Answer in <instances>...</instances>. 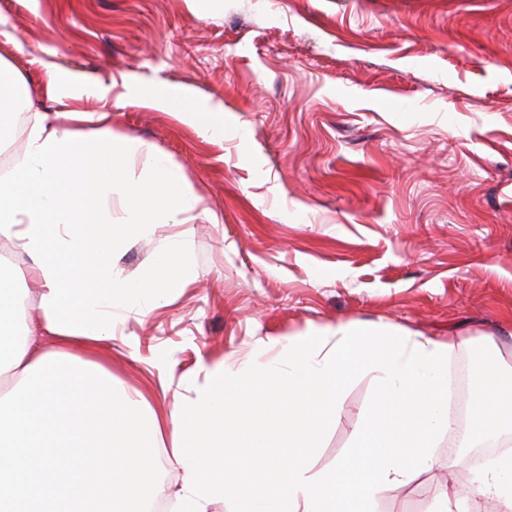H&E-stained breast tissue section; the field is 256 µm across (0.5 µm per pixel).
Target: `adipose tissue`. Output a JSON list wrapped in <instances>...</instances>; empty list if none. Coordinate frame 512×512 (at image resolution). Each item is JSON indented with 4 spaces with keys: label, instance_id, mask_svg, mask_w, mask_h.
I'll list each match as a JSON object with an SVG mask.
<instances>
[{
    "label": "adipose tissue",
    "instance_id": "ef3b65f1",
    "mask_svg": "<svg viewBox=\"0 0 512 512\" xmlns=\"http://www.w3.org/2000/svg\"><path fill=\"white\" fill-rule=\"evenodd\" d=\"M127 97L224 134L223 109L179 89L132 82ZM21 110L28 135L21 162L0 176V240L30 259L43 292L37 307L19 312L15 275L0 270V397L47 352L97 362L113 318L179 297L194 279L180 242L160 251L141 278L118 276L113 259L129 239L183 223L200 203L162 156H152L147 174H135L141 145L113 128L110 113L31 110L22 77L0 57V145ZM45 335L51 347L36 344ZM449 349L396 327L351 322L285 337L276 359L207 367L194 397L155 420L184 472L179 512H208L222 496L237 502V512H372L375 500L433 467L435 439L452 425ZM362 375L375 382V399L335 467L311 473L308 455ZM469 404L472 439L512 441L511 366L491 360ZM474 482L477 498L512 512L511 453L490 461Z\"/></svg>",
    "mask_w": 512,
    "mask_h": 512
}]
</instances>
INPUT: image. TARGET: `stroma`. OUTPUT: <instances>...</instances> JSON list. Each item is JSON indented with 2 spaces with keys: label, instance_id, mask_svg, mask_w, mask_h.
Listing matches in <instances>:
<instances>
[{
  "label": "stroma",
  "instance_id": "35a3bbf8",
  "mask_svg": "<svg viewBox=\"0 0 512 512\" xmlns=\"http://www.w3.org/2000/svg\"><path fill=\"white\" fill-rule=\"evenodd\" d=\"M20 47L0 56L43 112H108L165 154L201 199L114 258L144 276L184 240L195 282L115 321L104 365L157 414L194 396L204 365L276 357L278 338L353 321L512 364V0H0ZM107 96L48 98V72ZM224 109L213 139L128 101L127 80ZM376 388L343 394L309 460L332 467ZM441 431L434 469L377 512H416L436 477L471 482Z\"/></svg>",
  "mask_w": 512,
  "mask_h": 512
}]
</instances>
